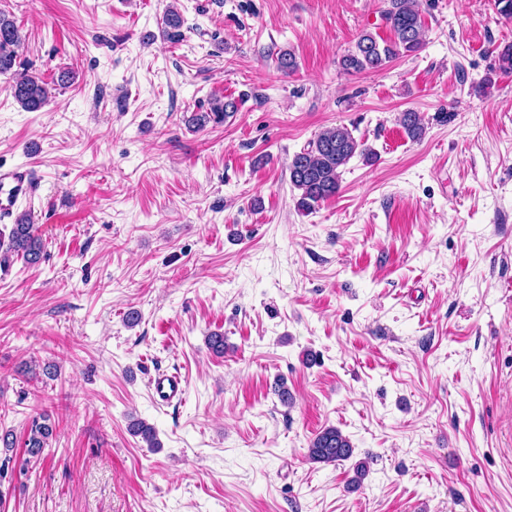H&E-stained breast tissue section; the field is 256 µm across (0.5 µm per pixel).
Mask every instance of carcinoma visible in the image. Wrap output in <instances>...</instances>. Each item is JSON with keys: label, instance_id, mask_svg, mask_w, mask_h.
Masks as SVG:
<instances>
[{"label": "carcinoma", "instance_id": "cac0c4a2", "mask_svg": "<svg viewBox=\"0 0 512 512\" xmlns=\"http://www.w3.org/2000/svg\"><path fill=\"white\" fill-rule=\"evenodd\" d=\"M381 18L393 33V40L378 41L369 31L361 32L354 46L342 58V67L349 73L379 71L394 58L405 53H414L423 45V23L421 13L413 0H385ZM164 35L170 42L183 37V18L170 9L164 20ZM22 42V34L15 20L0 10V74H11L13 97L28 112H36L46 106L53 97V87L27 68L15 69L16 51ZM238 110L232 99L213 98L201 112L188 117V126L201 130L209 123H219ZM400 124L407 136L417 141L424 134V125L419 113L406 110L401 113ZM356 154L366 160L373 158V151L356 139L343 126L328 128L319 133L306 147L295 153L288 162L290 181L298 191V210L311 213L322 201L336 196L341 186L345 165ZM8 249L22 257L29 265L38 264L43 257L44 244L31 224L30 215H20L10 230ZM129 432L141 438L149 448L158 447L155 428L143 419H133ZM53 435L51 418L42 414L33 418L24 440V454L28 458L43 456ZM355 447L349 437L335 426L320 430L309 443L307 460L311 463L334 464L353 457Z\"/></svg>", "mask_w": 512, "mask_h": 512}]
</instances>
